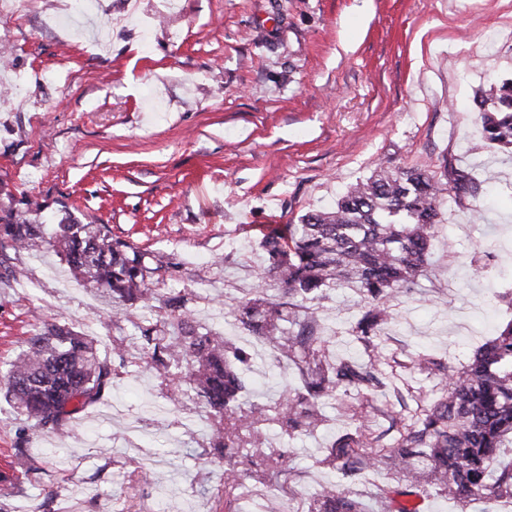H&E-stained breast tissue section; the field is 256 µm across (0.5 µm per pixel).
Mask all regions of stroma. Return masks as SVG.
<instances>
[{
    "label": "stroma",
    "mask_w": 512,
    "mask_h": 512,
    "mask_svg": "<svg viewBox=\"0 0 512 512\" xmlns=\"http://www.w3.org/2000/svg\"><path fill=\"white\" fill-rule=\"evenodd\" d=\"M70 0H12L0 40L12 46L0 84V203L25 193L54 231L61 205L113 236L178 254L195 269L221 258L210 286L222 305L194 301L198 320L253 356L248 401L271 404L297 386L269 362L224 305L257 284L264 227L333 204L378 166L449 164L489 181L487 198L445 196L424 276L391 304L378 341L398 391L326 400V425L285 438L268 432L300 473L267 490L269 512H306L341 435L368 429L393 443L392 415L410 417L444 391L420 370L426 354L455 369L512 320V153L483 148L474 98L488 78H512V0H103L61 25ZM21 280L0 281V376L46 323L93 337L100 352L132 332L111 303L54 250L13 252ZM474 266L486 275L470 277ZM359 295L341 288L318 317L336 357L365 360L349 330ZM194 402L130 367L61 436L39 434L0 396V465L17 449L42 459L0 494L7 512H212L224 469ZM147 472L141 482L134 471ZM57 489L46 500L49 489Z\"/></svg>",
    "instance_id": "1"
}]
</instances>
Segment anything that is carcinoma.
Segmentation results:
<instances>
[{
	"instance_id": "carcinoma-1",
	"label": "carcinoma",
	"mask_w": 512,
	"mask_h": 512,
	"mask_svg": "<svg viewBox=\"0 0 512 512\" xmlns=\"http://www.w3.org/2000/svg\"><path fill=\"white\" fill-rule=\"evenodd\" d=\"M481 135L488 144L512 150V81H493L477 96ZM482 183L461 169L441 175L418 168H379L356 183L330 208L311 210L296 224H278L258 241L263 265L248 297L234 300L227 314L237 328L270 345L272 362L291 365L299 387L283 397L275 414L264 404L244 405L245 370L251 353L203 328L189 304L197 291L179 288L187 279L208 280V271L189 270L176 255L144 249L112 237L106 224H84L66 215L54 240L36 222L41 204L26 194L0 208V267L17 278L8 252L19 248L59 249L69 268L112 301V325L137 329L138 356L125 340L102 356L94 339L46 324L25 341L10 364L5 395L13 409L38 431L57 435L88 406L101 400L130 364H146L159 386L191 399L206 415L210 448L224 467V512H244L246 475L262 469L274 483L284 475L299 478L289 466L288 449H261L260 429L279 427L292 437L316 432L325 422L322 400L352 392L369 398L393 384L383 371L374 337L391 319L390 298L410 289L427 271L442 200L477 199ZM337 288H353L364 311L351 336L368 352L365 361L335 358L327 348L328 328L313 302ZM446 396L405 424L392 419L399 437L393 445L366 441L363 433L340 436L323 462L343 482L390 461L409 482L378 487L382 512H412L403 498L436 493L457 502L512 501V460L493 461L512 449V321L477 347L462 368L446 374ZM378 452L364 455L362 448ZM308 512H365L362 503L334 484L311 495Z\"/></svg>"
}]
</instances>
